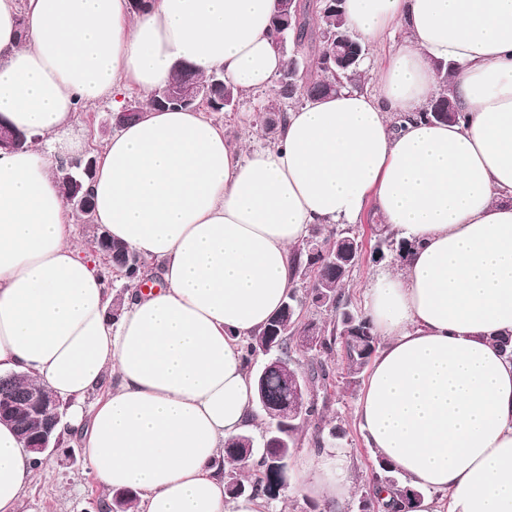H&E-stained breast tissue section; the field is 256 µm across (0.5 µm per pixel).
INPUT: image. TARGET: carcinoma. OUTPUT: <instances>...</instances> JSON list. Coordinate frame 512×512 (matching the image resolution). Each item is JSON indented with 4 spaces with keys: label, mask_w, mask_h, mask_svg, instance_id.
<instances>
[{
    "label": "carcinoma",
    "mask_w": 512,
    "mask_h": 512,
    "mask_svg": "<svg viewBox=\"0 0 512 512\" xmlns=\"http://www.w3.org/2000/svg\"><path fill=\"white\" fill-rule=\"evenodd\" d=\"M341 11L326 10L320 0L316 4L301 5L298 26L272 34L285 43L297 46V54L288 58V64L296 63L304 71V78L295 86L274 81V92L265 102L282 106L277 112H263L256 116L253 133L271 143L276 140L286 119L288 109L300 100H314L335 93L344 84L356 85L364 75L360 67L330 74L323 68L327 51L334 46L331 36L344 31ZM213 81L212 76L199 74L194 66L175 67L168 85L183 96L195 94L197 88ZM450 90L448 81H440V92L435 96L422 116L440 122L465 120L456 103H448ZM360 252L350 229L336 226L317 230L310 234L293 253L294 276L300 280L301 289L293 290L287 297L277 317L244 344L245 360L253 366L261 351L269 355H291L306 360L304 373L311 388L302 416L290 421L288 432L282 435L286 445L278 448H253L251 457L256 459L255 472L242 474L237 468L220 462L218 471L224 476L225 492L230 496L253 493L272 501L279 498L289 484V460L294 449L301 443L308 426H314L311 441L315 447L324 446V429L319 426L327 411V398L320 393L330 387L331 369L328 359L336 350L344 353L348 383L357 382L371 361L379 339L367 317L359 311L346 294V283L356 264ZM146 264L137 254L119 243H112V257L104 263L106 280L112 279L113 270L120 271L128 279L143 282ZM310 305L330 317L329 322L314 319L303 321L300 314L305 305ZM309 331L322 337L320 347L305 350L301 341L302 332ZM30 392V382L22 376H1L0 395H7L18 404L25 403ZM263 393L262 399H254L255 407L263 413H284L291 403V393L286 384L282 368L272 365L263 377V386L255 393ZM367 485L373 488L377 506L382 512H401L406 500L418 496V492L404 486L398 471L382 458L376 459ZM136 495L131 490L112 494V505L101 501L100 509L114 508L116 512H130L135 507Z\"/></svg>",
    "instance_id": "cac0c4a2"
}]
</instances>
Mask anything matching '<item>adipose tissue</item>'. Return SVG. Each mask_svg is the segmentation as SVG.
Returning <instances> with one entry per match:
<instances>
[{"label":"adipose tissue","mask_w":512,"mask_h":512,"mask_svg":"<svg viewBox=\"0 0 512 512\" xmlns=\"http://www.w3.org/2000/svg\"><path fill=\"white\" fill-rule=\"evenodd\" d=\"M345 26L406 39L354 87L290 111L271 147H243L200 110L122 125L97 157L93 218L156 262L118 320L100 265L81 257L57 173L82 145L79 104L162 88L178 61L250 93L287 63L275 0H0V117L32 135L0 153V375L69 403L105 493L135 512H269L231 498L215 462L257 432L242 346L295 286L315 224L366 205L408 249L366 288L381 342L356 417L417 495L407 512H512V0H342ZM453 64L467 119L420 113ZM43 471L0 423V512H24ZM350 483L335 451L302 453L294 493L335 506Z\"/></svg>","instance_id":"adipose-tissue-1"}]
</instances>
